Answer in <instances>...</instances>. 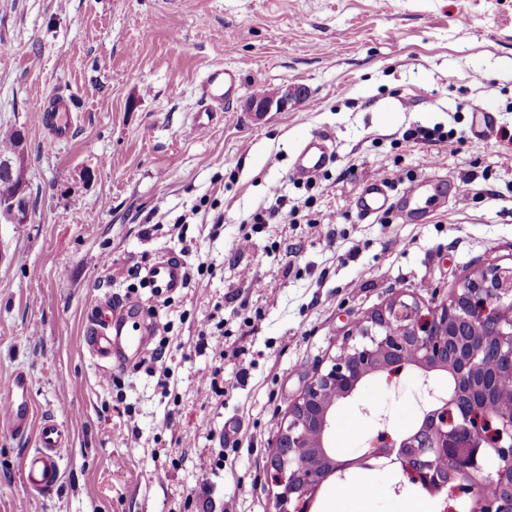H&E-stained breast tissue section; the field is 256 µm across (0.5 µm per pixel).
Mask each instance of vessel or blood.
<instances>
[{
    "mask_svg": "<svg viewBox=\"0 0 512 512\" xmlns=\"http://www.w3.org/2000/svg\"><path fill=\"white\" fill-rule=\"evenodd\" d=\"M241 84V72L236 68H215L205 80L208 96L218 102L232 99ZM38 123L55 135L65 136L73 125V115L68 111L44 112L39 114ZM331 157L327 137L312 136L299 146L292 175L302 181L313 179L324 171ZM431 201L426 181L413 182L396 203L385 180L375 178L362 185L354 204L364 218L379 215L395 204L407 217L416 218L423 215ZM185 275L183 260L173 254L160 256L145 269L146 282L161 297L179 293L185 286ZM151 333V327L141 323L136 306L104 299L98 301L88 315L85 346L91 357L100 362L103 371L110 373L124 369L130 358L144 356L152 341ZM32 418L29 379L25 374H14L0 386V428L18 436L35 431L37 448L25 459L22 480L28 490L44 492L52 489L59 479L58 452L65 436L54 419H43L36 426Z\"/></svg>",
    "mask_w": 512,
    "mask_h": 512,
    "instance_id": "vessel-or-blood-1",
    "label": "vessel or blood"
}]
</instances>
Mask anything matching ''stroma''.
Listing matches in <instances>:
<instances>
[{
	"label": "stroma",
	"mask_w": 512,
	"mask_h": 512,
	"mask_svg": "<svg viewBox=\"0 0 512 512\" xmlns=\"http://www.w3.org/2000/svg\"><path fill=\"white\" fill-rule=\"evenodd\" d=\"M216 65L243 84L200 133ZM287 86L302 98L246 112ZM61 98L76 118L64 138L37 121ZM477 111L492 135L474 134ZM8 129L25 136L30 220L0 223V385L25 372L36 418L69 442L57 484L32 493L21 461L35 439L0 429V512H275L279 422L348 330L398 294L441 305L488 258L512 265V0H0ZM315 134L334 159L309 189L291 169ZM373 177L394 195L445 178L453 195L420 223L365 220L353 198ZM274 186L297 223H250ZM165 254L186 263L180 294L125 278ZM107 298L151 314L154 371L107 377L86 352ZM207 318L224 327L203 340ZM219 351L218 404L201 373ZM427 385L447 390V373L366 378L336 405L353 426L331 447L361 456L379 413L391 434L414 428ZM219 455L200 484L197 460ZM345 482L371 490L354 512L440 510L385 460Z\"/></svg>",
	"instance_id": "35a3bbf8"
}]
</instances>
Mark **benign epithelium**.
<instances>
[{
    "label": "benign epithelium",
    "instance_id": "benign-epithelium-1",
    "mask_svg": "<svg viewBox=\"0 0 512 512\" xmlns=\"http://www.w3.org/2000/svg\"><path fill=\"white\" fill-rule=\"evenodd\" d=\"M0 220L26 224L29 208L0 206ZM412 364L444 371L453 384L424 420L401 435L378 433L355 459L327 445L335 405L369 376ZM512 392V267L486 263L435 312L398 295L353 328L280 423L270 460L280 487L276 512H310L322 484L372 460L399 464L433 495L465 496L463 512H512V408L488 414L489 394Z\"/></svg>",
    "mask_w": 512,
    "mask_h": 512
}]
</instances>
